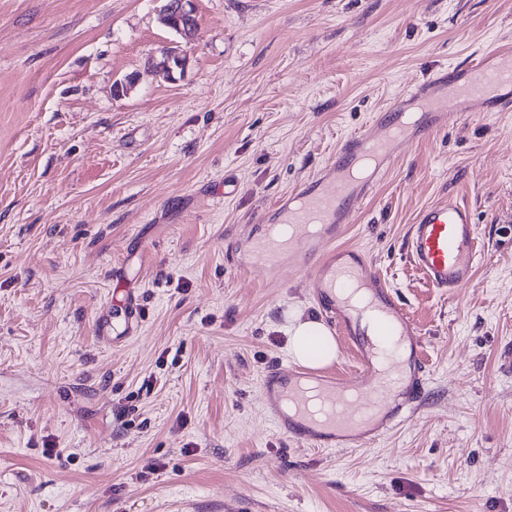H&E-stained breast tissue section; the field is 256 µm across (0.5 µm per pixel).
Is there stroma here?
<instances>
[{
  "instance_id": "obj_1",
  "label": "stroma",
  "mask_w": 512,
  "mask_h": 512,
  "mask_svg": "<svg viewBox=\"0 0 512 512\" xmlns=\"http://www.w3.org/2000/svg\"><path fill=\"white\" fill-rule=\"evenodd\" d=\"M160 6L0 0V512H512V112L411 143L338 237L430 372L429 402L365 448L265 416L292 317L324 313L239 253L394 95L512 44V0H192L189 37ZM451 197L479 228L452 300L406 253ZM120 286L142 323L112 345Z\"/></svg>"
}]
</instances>
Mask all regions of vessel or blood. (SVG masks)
<instances>
[{
    "mask_svg": "<svg viewBox=\"0 0 512 512\" xmlns=\"http://www.w3.org/2000/svg\"><path fill=\"white\" fill-rule=\"evenodd\" d=\"M475 112H512V48L485 51L467 65L434 73L400 95L364 129L344 140L323 172L280 204L281 223L269 226L247 250V266H287L304 274L323 303L330 334L344 335L358 357L356 382L333 372L275 367L261 383L264 407L276 430L311 448H359L410 418L426 398L421 330L358 248L338 245L354 205L369 197L393 158L409 143ZM478 226L469 206L451 199L419 211L407 234L412 268L429 287L456 295L475 275ZM330 247L318 264L307 256L320 242ZM141 324L126 297L115 340ZM406 347L389 368L377 363L380 344Z\"/></svg>",
    "mask_w": 512,
    "mask_h": 512,
    "instance_id": "1",
    "label": "vessel or blood"
}]
</instances>
